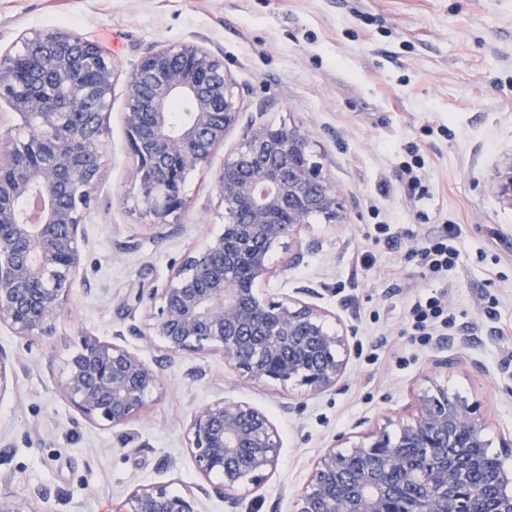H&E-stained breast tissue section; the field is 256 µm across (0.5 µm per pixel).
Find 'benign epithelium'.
<instances>
[{
  "label": "benign epithelium",
  "mask_w": 512,
  "mask_h": 512,
  "mask_svg": "<svg viewBox=\"0 0 512 512\" xmlns=\"http://www.w3.org/2000/svg\"><path fill=\"white\" fill-rule=\"evenodd\" d=\"M97 49L61 29L32 30L14 51L0 54V99L21 114V127L0 130V327L24 339L57 334L81 272L82 223L101 173L100 137L112 91V63L100 59L92 83L73 78L77 59ZM33 78L17 86V58ZM123 113L136 163L140 200L158 223L188 206L187 176L210 163L224 136L239 125L242 94L224 57L193 42L165 44L142 58L127 78ZM189 105L174 125L170 104ZM42 140L36 162L30 143ZM311 136L299 125L251 122L216 175L224 231L188 253L161 291L149 295L148 322L130 335L158 337L167 353L216 352L224 364L256 383L295 381L310 393L336 387L350 349L345 333L325 329L329 311L311 302L314 288L273 300L259 288L274 273L272 249L284 240L301 258V231L313 215L340 221L336 185L310 161ZM126 336H85L60 384L63 396L88 423L126 426L161 385L157 368L125 346ZM15 356L0 349V396L14 374ZM485 425L474 407L438 390L418 396L399 433L360 437L346 451L326 448L316 459L292 512H512V471L483 468L474 452L485 446ZM187 448L204 479L173 493L142 486L125 512H200V496L238 512L249 487L278 464L281 439L265 412L218 397L194 412ZM0 486V512H39Z\"/></svg>",
  "instance_id": "1"
}]
</instances>
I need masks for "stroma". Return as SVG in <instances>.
<instances>
[{"label":"stroma","mask_w":512,"mask_h":512,"mask_svg":"<svg viewBox=\"0 0 512 512\" xmlns=\"http://www.w3.org/2000/svg\"><path fill=\"white\" fill-rule=\"evenodd\" d=\"M52 27L103 49L112 94L81 276L58 332L28 341L0 328V348L19 356L0 396V484L23 501L47 487L46 512H119L141 486L184 491L200 481L185 426L224 396L264 411L282 442L275 472L240 512H289L321 450L377 425L397 433L436 384L474 405L488 448L512 469V196L500 190L512 175V0H0V51ZM187 40L223 56L247 93L245 115L308 130L312 161L346 198L342 223L313 217L302 260L263 294L316 289L329 328L350 337L347 369L335 389L312 394L240 378L217 353L172 356L132 338L128 348L162 385L140 417L111 429L78 420L62 396L68 360L82 337L141 324L149 294L224 229L215 176L240 129L188 177L187 208L159 227L140 201L122 121L130 71L156 47ZM414 155L425 162L421 198L400 177ZM451 224L459 263L432 273L419 250ZM435 291L458 327L424 341L409 308ZM459 352L461 362L433 368Z\"/></svg>","instance_id":"1"}]
</instances>
